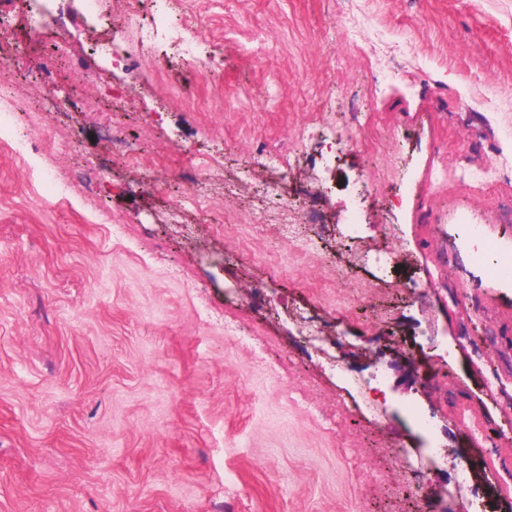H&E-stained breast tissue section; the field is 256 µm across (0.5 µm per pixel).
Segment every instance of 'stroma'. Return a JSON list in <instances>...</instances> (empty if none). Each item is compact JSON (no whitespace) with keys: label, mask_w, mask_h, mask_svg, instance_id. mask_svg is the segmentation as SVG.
I'll use <instances>...</instances> for the list:
<instances>
[{"label":"stroma","mask_w":512,"mask_h":512,"mask_svg":"<svg viewBox=\"0 0 512 512\" xmlns=\"http://www.w3.org/2000/svg\"><path fill=\"white\" fill-rule=\"evenodd\" d=\"M125 7L37 21L0 0V512H476L488 490L512 512V288L439 261L472 195L512 243V0H169L195 73L133 31L135 65L113 68L103 21ZM46 80L83 111H41ZM355 113L315 184L310 131ZM38 133L39 155L15 149ZM488 157L478 190L429 175ZM45 168L72 190L47 195ZM205 169L190 202L182 175ZM370 244L393 264L361 259ZM406 403L445 425L441 462ZM460 405L505 446L451 424ZM395 445L424 472L400 495ZM460 461L478 482H455Z\"/></svg>","instance_id":"1"}]
</instances>
